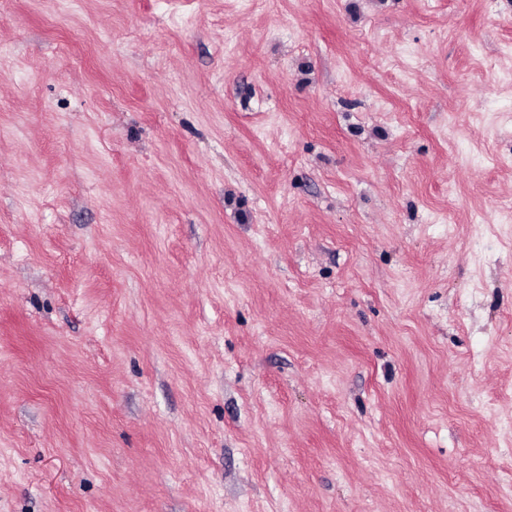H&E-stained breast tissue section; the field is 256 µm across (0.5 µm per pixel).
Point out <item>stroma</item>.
Wrapping results in <instances>:
<instances>
[{"label": "stroma", "instance_id": "obj_1", "mask_svg": "<svg viewBox=\"0 0 512 512\" xmlns=\"http://www.w3.org/2000/svg\"><path fill=\"white\" fill-rule=\"evenodd\" d=\"M0 512H512V0H0Z\"/></svg>", "mask_w": 512, "mask_h": 512}]
</instances>
